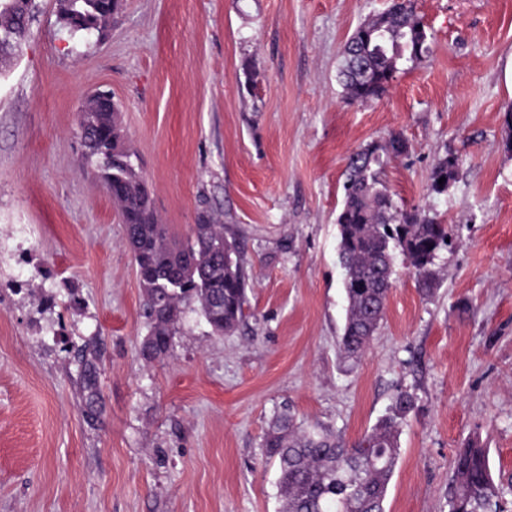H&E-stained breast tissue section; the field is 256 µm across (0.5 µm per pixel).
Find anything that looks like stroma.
I'll return each mask as SVG.
<instances>
[{
	"mask_svg": "<svg viewBox=\"0 0 512 512\" xmlns=\"http://www.w3.org/2000/svg\"><path fill=\"white\" fill-rule=\"evenodd\" d=\"M0 72V512H280L274 418L346 442L416 398L385 512H448L457 448L479 437L512 512V0H416L423 64L342 99L347 37L389 0H125L71 36L55 0ZM253 84H246V77ZM112 92L161 223L219 215L241 247L245 318L212 335L188 306L147 361L143 293L78 112ZM398 133V203L455 228L421 295L395 259L385 317L354 364L336 217L349 155ZM462 159L442 195L429 173ZM96 366V392L83 365ZM459 169V157L453 151H448L443 157L437 160L430 172L428 184L429 192L437 195L447 193L448 188L458 179ZM442 177H445V181L442 185H439L438 180Z\"/></svg>",
	"mask_w": 512,
	"mask_h": 512,
	"instance_id": "obj_1",
	"label": "stroma"
}]
</instances>
